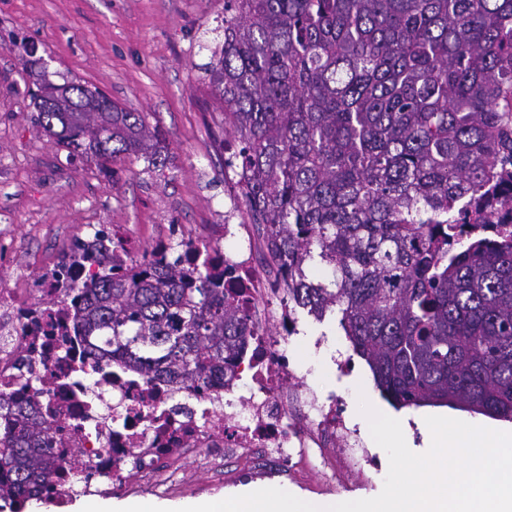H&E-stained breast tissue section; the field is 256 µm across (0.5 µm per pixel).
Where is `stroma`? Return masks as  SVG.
Returning a JSON list of instances; mask_svg holds the SVG:
<instances>
[{
    "instance_id": "stroma-1",
    "label": "stroma",
    "mask_w": 512,
    "mask_h": 512,
    "mask_svg": "<svg viewBox=\"0 0 512 512\" xmlns=\"http://www.w3.org/2000/svg\"><path fill=\"white\" fill-rule=\"evenodd\" d=\"M224 42V0H0V286L35 297L38 280L76 240L98 226L114 230L131 257L160 241L201 236L241 202L224 182V114L205 75L211 52ZM33 44L51 72L99 87L121 107L144 112L172 154L164 175L147 172L145 160L95 164L68 160L55 137L37 132L27 95L24 44ZM288 346L304 383L320 400L336 398L367 453L361 470L324 474L310 461L294 472L255 478L242 469L205 470L182 464L177 486L161 491L100 477H75L69 490L27 512H78L85 500L118 503L136 496L174 505L268 487L312 503L377 496L389 461L372 445L360 398L402 419L421 446L417 420L429 406L394 408L380 394L359 357L337 367L327 329L338 317L316 320L298 311Z\"/></svg>"
}]
</instances>
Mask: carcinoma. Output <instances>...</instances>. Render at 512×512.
Returning <instances> with one entry per match:
<instances>
[{"instance_id":"obj_1","label":"carcinoma","mask_w":512,"mask_h":512,"mask_svg":"<svg viewBox=\"0 0 512 512\" xmlns=\"http://www.w3.org/2000/svg\"><path fill=\"white\" fill-rule=\"evenodd\" d=\"M206 77L239 189L283 279L288 314L339 315L397 408L446 404L512 420V0H224ZM34 126L105 171L171 154L142 112L27 69ZM94 232L64 253L88 370L124 362L205 391L246 355L251 317L218 247L121 256ZM327 272L310 278L308 268ZM39 401L0 398V501L61 494Z\"/></svg>"}]
</instances>
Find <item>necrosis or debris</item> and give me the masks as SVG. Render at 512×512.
I'll use <instances>...</instances> for the list:
<instances>
[{"mask_svg":"<svg viewBox=\"0 0 512 512\" xmlns=\"http://www.w3.org/2000/svg\"><path fill=\"white\" fill-rule=\"evenodd\" d=\"M224 263L240 278L253 320L244 363L206 394L173 393L117 361L85 379L70 352L71 337L61 333L70 313L59 285L47 278L38 307L0 289V395L32 397L18 369L20 356L29 355L34 375L50 381L41 396L42 418L72 422L54 436L57 453L76 469L110 480L124 477L133 462L140 477L172 486L174 464L200 448L223 449L225 460L256 473L312 458L331 472L356 467L364 449L335 404L305 389L270 328L287 308L281 290L270 284L253 251L237 250Z\"/></svg>","mask_w":512,"mask_h":512,"instance_id":"1","label":"necrosis or debris"}]
</instances>
